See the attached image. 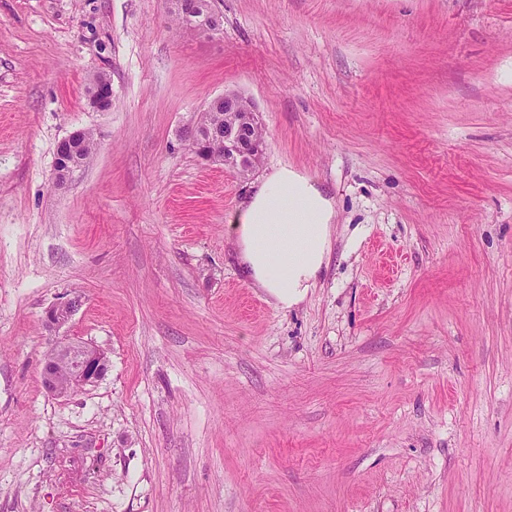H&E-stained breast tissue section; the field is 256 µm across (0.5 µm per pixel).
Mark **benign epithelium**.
<instances>
[{"label":"benign epithelium","instance_id":"benign-epithelium-1","mask_svg":"<svg viewBox=\"0 0 512 512\" xmlns=\"http://www.w3.org/2000/svg\"><path fill=\"white\" fill-rule=\"evenodd\" d=\"M175 15L193 17L201 15L202 21L196 33L213 36L223 23L219 0H170ZM91 104L100 112L112 107V84L107 80L94 81ZM224 102V111L236 113L238 117L224 124V133L219 134L197 123L180 131L181 140L190 145L194 154L207 162L220 163L242 176L253 173L263 155L264 140L257 134L261 128L258 111L253 103L235 92H226L210 100ZM84 135L79 130L59 142L62 150L56 152V186H63L76 165L70 159L71 150ZM80 305L77 296L56 302L44 312L43 321L52 332L66 326ZM109 365L107 353L99 347L82 341H64L56 344L45 356L43 378L46 390L58 397L94 385L106 372Z\"/></svg>","mask_w":512,"mask_h":512}]
</instances>
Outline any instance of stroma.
<instances>
[{
  "label": "stroma",
  "instance_id": "1",
  "mask_svg": "<svg viewBox=\"0 0 512 512\" xmlns=\"http://www.w3.org/2000/svg\"><path fill=\"white\" fill-rule=\"evenodd\" d=\"M220 9L208 37L168 0H0V512H512V0ZM227 91L245 178L179 139ZM279 167L336 213L288 309L227 241ZM64 338L109 366L59 398ZM79 130L73 132L67 138L61 140L58 144L63 148V151L56 152L55 157V171H56V186L62 187L69 177L70 173L78 168L75 164L72 163L70 159L71 150L76 143H78L83 135V139L78 145L76 150L77 156L79 158V167L88 164L96 150V143L92 133ZM80 305L78 296L56 302L50 305L44 312L43 321L49 331L56 332L66 326L72 319Z\"/></svg>",
  "mask_w": 512,
  "mask_h": 512
}]
</instances>
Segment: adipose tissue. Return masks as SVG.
I'll return each mask as SVG.
<instances>
[{"label": "adipose tissue", "mask_w": 512, "mask_h": 512, "mask_svg": "<svg viewBox=\"0 0 512 512\" xmlns=\"http://www.w3.org/2000/svg\"><path fill=\"white\" fill-rule=\"evenodd\" d=\"M332 203L305 176L268 173L239 211L234 243L253 287L288 308L314 287L332 243Z\"/></svg>", "instance_id": "obj_1"}]
</instances>
